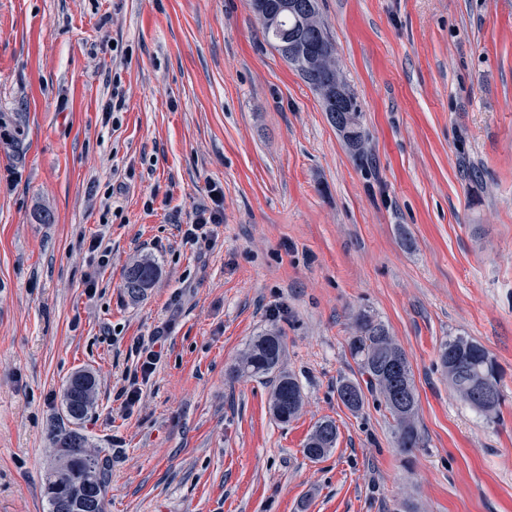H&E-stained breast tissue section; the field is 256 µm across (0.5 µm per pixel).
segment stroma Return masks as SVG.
I'll return each mask as SVG.
<instances>
[{"instance_id":"obj_1","label":"stroma","mask_w":512,"mask_h":512,"mask_svg":"<svg viewBox=\"0 0 512 512\" xmlns=\"http://www.w3.org/2000/svg\"><path fill=\"white\" fill-rule=\"evenodd\" d=\"M319 9L365 168L249 0H0V512H47L62 387L83 369L107 512H512V0ZM211 183L224 222L188 243ZM144 256L159 276L134 302L123 270ZM362 310L409 356L412 452L384 409L336 396L359 375ZM270 329L304 392L285 424L268 381L227 376ZM451 336L496 361L498 419L444 378ZM324 418L336 446L313 461ZM160 355L153 350L149 351L145 359L141 362L139 370L133 374L127 387L123 388L119 397L123 399L122 404L125 406L134 405L140 400L141 385L145 384L156 368ZM140 372L141 381H139ZM337 428L335 421L322 419L318 421L309 435L305 448V455L313 460H320L332 452L336 445Z\"/></svg>"}]
</instances>
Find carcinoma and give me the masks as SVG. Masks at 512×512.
<instances>
[{"label": "carcinoma", "mask_w": 512, "mask_h": 512, "mask_svg": "<svg viewBox=\"0 0 512 512\" xmlns=\"http://www.w3.org/2000/svg\"><path fill=\"white\" fill-rule=\"evenodd\" d=\"M250 7L264 39L283 58L299 50V61L293 67L312 88L336 82V75L320 66L322 58L336 54V47L320 19L318 0H302V9L297 12L282 7V0H251ZM323 105L333 125L361 112L346 82L343 94L323 101ZM157 276L158 268L151 259L136 260L125 271L123 287L130 298L140 300ZM348 348L358 362L360 378L337 383L340 402L356 413L363 409L367 397L374 398L395 422L397 447L407 453L420 447L413 370L406 351L388 327L366 311L356 316ZM283 354V336L275 331L262 333L250 340L230 375L272 379L271 411L278 421L286 423L300 413L303 393L297 377L282 367ZM438 360L448 383L464 402L485 417H498L502 404L499 370L480 343L466 336L450 337L440 345ZM96 390V378L88 370H79L66 380L63 412L73 427L60 430L55 438V466L45 484L48 512H83L85 505L93 507V512H106L110 459L91 447L76 428L92 411ZM336 440L335 421L322 419L309 435L304 453L313 461L320 460L332 452Z\"/></svg>", "instance_id": "obj_1"}]
</instances>
